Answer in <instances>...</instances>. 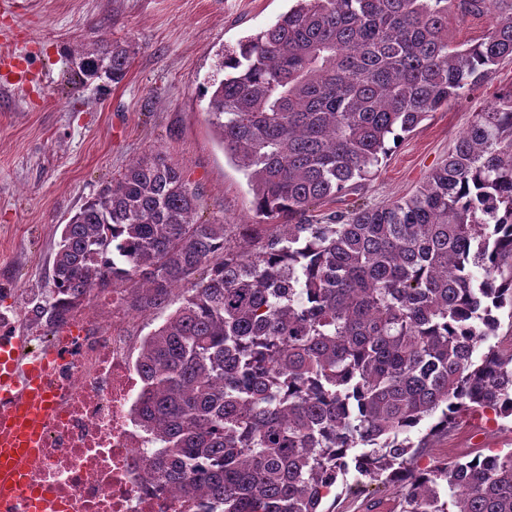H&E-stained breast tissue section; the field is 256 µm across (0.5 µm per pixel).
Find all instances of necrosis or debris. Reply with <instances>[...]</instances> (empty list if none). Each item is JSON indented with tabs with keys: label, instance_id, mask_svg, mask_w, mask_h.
<instances>
[{
	"label": "necrosis or debris",
	"instance_id": "necrosis-or-debris-1",
	"mask_svg": "<svg viewBox=\"0 0 512 512\" xmlns=\"http://www.w3.org/2000/svg\"><path fill=\"white\" fill-rule=\"evenodd\" d=\"M84 335L59 331L23 337L19 363L46 365L51 410L10 512H199V499L144 469L149 442L136 420L138 337L126 291L89 304Z\"/></svg>",
	"mask_w": 512,
	"mask_h": 512
}]
</instances>
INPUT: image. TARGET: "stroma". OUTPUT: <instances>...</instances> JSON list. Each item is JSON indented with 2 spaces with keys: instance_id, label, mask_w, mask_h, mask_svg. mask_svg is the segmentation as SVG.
<instances>
[{
  "instance_id": "1",
  "label": "stroma",
  "mask_w": 512,
  "mask_h": 512,
  "mask_svg": "<svg viewBox=\"0 0 512 512\" xmlns=\"http://www.w3.org/2000/svg\"><path fill=\"white\" fill-rule=\"evenodd\" d=\"M290 0H24L0 16V46L33 80L0 88V315L24 332L30 300L49 297L60 231L80 206L157 153L181 167L199 194V217L225 226L228 247H244L259 223L243 172L227 157L201 91L221 53L270 26ZM115 42L131 48L122 81L74 77L71 50ZM512 89V61L470 95L449 101L404 134L365 181L357 202L385 206L414 194L453 149L474 115ZM432 419L412 429L425 441L421 468L437 461L512 450V418L468 411L447 432ZM399 488L349 471L324 512H400Z\"/></svg>"
}]
</instances>
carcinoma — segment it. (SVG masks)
I'll return each instance as SVG.
<instances>
[{"instance_id":"cac0c4a2","label":"carcinoma","mask_w":512,"mask_h":512,"mask_svg":"<svg viewBox=\"0 0 512 512\" xmlns=\"http://www.w3.org/2000/svg\"><path fill=\"white\" fill-rule=\"evenodd\" d=\"M481 14L479 39L451 41ZM74 54L85 78L118 82L130 47ZM506 59L512 0H292L201 93L266 222L247 234L258 247L229 250L159 154L64 225L37 326L98 289L143 311L191 284L141 343L137 414L156 443L143 462L200 512H322L351 468L398 484L400 512H512V452L419 469L406 436L434 415L431 436L470 409L512 417V349L476 355L512 308V90L412 196L308 219Z\"/></svg>"}]
</instances>
